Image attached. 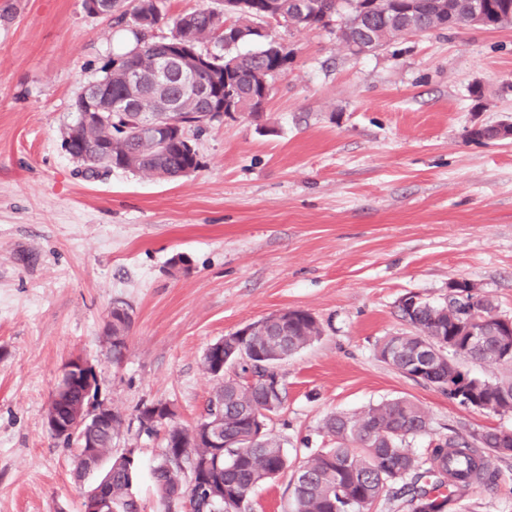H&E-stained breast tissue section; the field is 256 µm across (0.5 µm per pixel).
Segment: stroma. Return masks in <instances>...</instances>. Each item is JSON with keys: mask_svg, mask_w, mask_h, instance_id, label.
I'll return each mask as SVG.
<instances>
[{"mask_svg": "<svg viewBox=\"0 0 512 512\" xmlns=\"http://www.w3.org/2000/svg\"><path fill=\"white\" fill-rule=\"evenodd\" d=\"M339 22L270 23L291 53L256 115L189 129L200 166L161 180L116 169L88 179L64 147L75 101L128 43L83 0H0V512H83L95 486L45 412L72 358L125 423L140 512H161L151 470L161 434L142 404L173 406L185 427L219 381L214 342L271 313L303 309L320 338L279 366L284 408L268 427L293 465L326 447L323 418L406 397L433 441L512 414L466 408L383 361L408 332L399 300L472 283L512 317V141L471 138L512 121V28L435 30L353 54ZM132 323L122 361L105 338L114 302ZM496 486L464 488L463 512H512V458Z\"/></svg>", "mask_w": 512, "mask_h": 512, "instance_id": "stroma-1", "label": "stroma"}]
</instances>
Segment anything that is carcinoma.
<instances>
[{
  "label": "carcinoma",
  "instance_id": "cac0c4a2",
  "mask_svg": "<svg viewBox=\"0 0 512 512\" xmlns=\"http://www.w3.org/2000/svg\"><path fill=\"white\" fill-rule=\"evenodd\" d=\"M474 0H254V5H240V0H224V11L199 7L172 19L171 37L189 35L192 46L208 42L225 44L227 35L235 32L241 41H257L255 28L263 17L278 14L284 22L302 27L320 24L323 16L342 18L340 38L355 53L363 46L376 42L383 47L393 38L424 33L432 27V15L442 6L443 26L461 29ZM485 21L494 28L501 16L512 14V0H482ZM106 15L121 25L131 18V34L138 58L131 60L143 70H149L156 52L157 41L150 32L161 20L156 0H104ZM235 94L242 112H252L251 98L271 90V80L288 65L284 47L258 46L254 51L236 55ZM224 73V56H212V68L198 74L200 83L211 84ZM112 82V96L125 95L135 112L148 111V104L157 98L149 81L129 90L123 72L106 75ZM212 108L208 99H186L180 103L175 117L184 127L196 125L194 114ZM120 119L108 129H89L84 146L77 149L87 170L95 175L113 169L132 170L160 179H176L199 168V161L188 152L183 142H171L160 155L154 150L149 136L123 130ZM464 289L451 298L462 308L475 310L479 317L489 319V329L479 343L468 339L466 325L448 321L441 305L420 302L409 315L413 332L398 337L388 336L377 346L382 359L405 369L409 356L428 336L448 339V357H432L431 370L421 377L422 383L447 388L448 398L485 408L495 414L512 413V376L478 377L466 365L482 364L503 367V357L509 354L504 344L507 329L494 321L496 307L488 299L463 295ZM131 315L111 313L108 323L110 352L116 360L123 356ZM280 328L273 324L265 336H243L229 347L241 362L240 372L224 377L206 407V415L220 416L225 434H234L260 425L249 415L254 401H268L263 377L264 370L294 355L322 334L316 317L305 310L289 311L288 336L279 338ZM402 345L399 360L389 354L393 342ZM255 377L253 383L247 376ZM90 397L83 379L69 376L63 379L59 398L50 401L46 418L63 426L88 415ZM124 425L113 424L87 427L78 436L65 439L75 442L78 455L75 476L89 474L86 445L94 447L102 460L109 458V468L101 474L97 486L112 493L116 512H139L131 496L136 473L129 470L122 456L112 455V439ZM322 430L333 441L330 448H321L309 455L294 471V487L290 512H370L382 496L405 499L409 512H457L456 491L496 479L493 460L512 457V434L504 429L489 428L475 431L470 438L440 440L426 458L414 455L409 440L429 430V414L419 404L403 397L371 406L361 413L334 412L323 421ZM164 432L163 447L152 477L162 504L188 499L190 512H252L251 494L255 487L273 480L288 469V456L281 441L263 438L258 448H226L223 454L196 439L174 419Z\"/></svg>",
  "mask_w": 512,
  "mask_h": 512
}]
</instances>
